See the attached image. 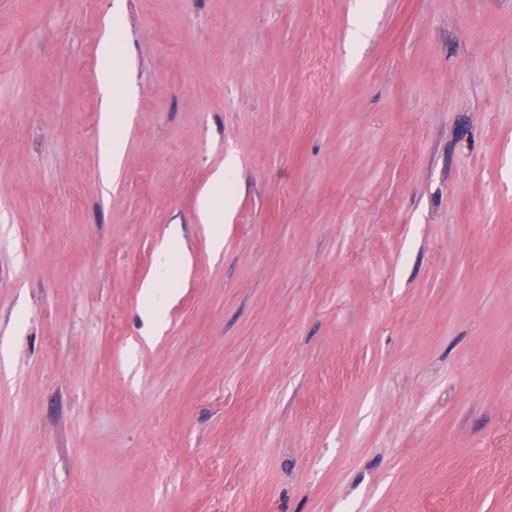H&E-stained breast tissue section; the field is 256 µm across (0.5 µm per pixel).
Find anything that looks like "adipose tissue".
Masks as SVG:
<instances>
[{
	"mask_svg": "<svg viewBox=\"0 0 512 512\" xmlns=\"http://www.w3.org/2000/svg\"><path fill=\"white\" fill-rule=\"evenodd\" d=\"M118 52L110 39H103L99 55L102 61L99 78L103 90L102 100V147L101 170L110 174L124 153V134L121 125L120 110L129 98L128 89L117 82L112 67V58ZM238 177V163L234 157H227L211 176L208 190L200 197L199 214L213 229V246L222 248L224 240L221 226L224 222V200L229 189L235 185ZM181 254L174 243H166L158 251L156 272L152 279L143 285V295L147 301L146 315L153 329H160L162 312L169 303L172 294L164 289L163 284L169 278Z\"/></svg>",
	"mask_w": 512,
	"mask_h": 512,
	"instance_id": "adipose-tissue-1",
	"label": "adipose tissue"
}]
</instances>
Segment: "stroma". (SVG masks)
Masks as SVG:
<instances>
[{
  "instance_id": "stroma-1",
  "label": "stroma",
  "mask_w": 512,
  "mask_h": 512,
  "mask_svg": "<svg viewBox=\"0 0 512 512\" xmlns=\"http://www.w3.org/2000/svg\"><path fill=\"white\" fill-rule=\"evenodd\" d=\"M0 512H512V0H0ZM119 47L113 45L109 38H104L100 44L99 55L102 61L99 78L103 90L102 100V147L101 170L103 176L109 175L112 167L117 165L124 153V134L121 125L122 109L129 99V90L117 82L113 72L112 56L119 52ZM238 177V163L233 156L224 160L221 168L217 169L211 176L208 190L200 197L198 210L199 214L213 229V246L220 250L223 246V234L221 224L224 223L225 215L229 208L225 203L228 190L235 185ZM171 242L158 250L155 276L143 285V295L147 301L146 315L155 330L161 328L162 312L172 298V293L165 290L162 284L169 278L176 262L182 256L175 246V241L171 239Z\"/></svg>"
}]
</instances>
